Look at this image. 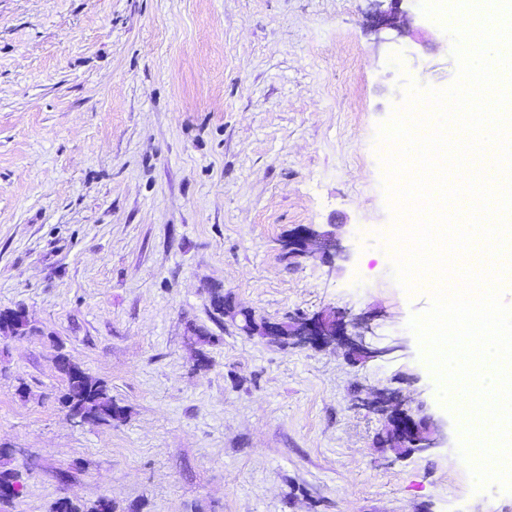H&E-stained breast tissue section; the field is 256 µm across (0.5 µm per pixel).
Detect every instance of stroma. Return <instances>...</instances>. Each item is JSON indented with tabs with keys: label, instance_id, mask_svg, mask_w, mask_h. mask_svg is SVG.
Masks as SVG:
<instances>
[{
	"label": "stroma",
	"instance_id": "obj_1",
	"mask_svg": "<svg viewBox=\"0 0 512 512\" xmlns=\"http://www.w3.org/2000/svg\"><path fill=\"white\" fill-rule=\"evenodd\" d=\"M396 9L399 31L375 30ZM451 34L418 0H0V469L13 512L106 496L120 512H512L475 490L461 420L408 323L431 292L393 274L377 128L409 82L444 90ZM337 225L332 259L290 257ZM268 319L366 315L392 354L281 347ZM122 419L80 427L57 351ZM423 402L448 442L381 452L372 391Z\"/></svg>",
	"mask_w": 512,
	"mask_h": 512
}]
</instances>
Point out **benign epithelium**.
<instances>
[{
	"label": "benign epithelium",
	"instance_id": "7a95c632",
	"mask_svg": "<svg viewBox=\"0 0 512 512\" xmlns=\"http://www.w3.org/2000/svg\"><path fill=\"white\" fill-rule=\"evenodd\" d=\"M336 250V232L308 229L288 240V253L294 256L330 255ZM369 322L363 316L350 317L336 310L308 316L294 315L288 321L265 320L262 335L273 342L288 336V344L305 347L337 344L354 359L379 357L384 351L373 349L366 341ZM362 405L384 419L382 440L394 453L424 452L439 446L443 438L442 426L425 413L419 403L411 406L395 392L382 391L362 401Z\"/></svg>",
	"mask_w": 512,
	"mask_h": 512
}]
</instances>
